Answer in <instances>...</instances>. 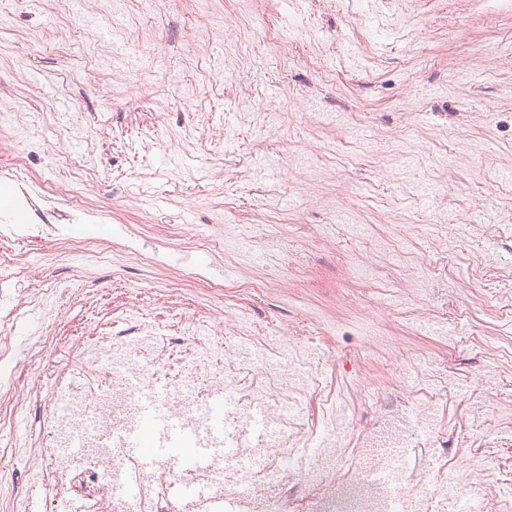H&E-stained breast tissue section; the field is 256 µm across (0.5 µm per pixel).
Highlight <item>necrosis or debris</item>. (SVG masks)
<instances>
[{
  "mask_svg": "<svg viewBox=\"0 0 512 512\" xmlns=\"http://www.w3.org/2000/svg\"><path fill=\"white\" fill-rule=\"evenodd\" d=\"M60 241V260L85 241L53 224H4L0 249L15 242ZM195 335L160 332L136 316L106 331L75 338L76 357L39 394L27 370H11L0 384V424L24 415L32 397L44 398L29 449L31 488L46 512H203L213 501H236L242 512H485L477 496L494 489L497 512H512V471L484 458L472 477L447 471L452 443L436 411L448 384L432 365L416 363L382 397V418L361 433L367 471L353 463L333 410L323 448L298 465V440L315 420L304 400L312 385L305 337L259 334L230 344L195 322ZM169 425L167 459L126 458L119 433L137 432L154 445L149 413ZM209 445L211 466L187 470L179 449ZM439 481L431 490V481Z\"/></svg>",
  "mask_w": 512,
  "mask_h": 512,
  "instance_id": "obj_1",
  "label": "necrosis or debris"
}]
</instances>
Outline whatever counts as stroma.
<instances>
[{
	"instance_id": "obj_1",
	"label": "stroma",
	"mask_w": 512,
	"mask_h": 512,
	"mask_svg": "<svg viewBox=\"0 0 512 512\" xmlns=\"http://www.w3.org/2000/svg\"><path fill=\"white\" fill-rule=\"evenodd\" d=\"M15 0L0 16V104L46 119L28 140L0 133V152L24 157L21 179L32 190L75 186L87 207L104 211L89 225L97 239L121 225L139 232L137 251L108 260L93 251L75 263L56 260L51 243H16L14 266L0 280H20L56 293L55 328L41 310L23 319L13 355L24 359L33 338L59 341L39 367L43 375L64 367L68 337L93 321L120 317L130 308L127 287L139 283L140 308L165 324L168 312L186 318L210 314L215 330L231 319L249 328H288L306 318L319 329L318 350L331 368L318 377L336 403H348V431L371 428L377 393L397 384L412 358L448 357V381L476 385L473 398L448 394L443 422L458 449L452 463L466 471L476 430L487 434L488 453L512 467V435L501 434L496 410L512 404V276L487 267L469 268L486 253L512 266V236L483 235L480 227L512 218V0H210L208 13L189 22L163 14L146 0H128L124 23L141 55L163 67L141 85L122 70L96 66L111 46L100 33L73 38L57 5ZM250 10V39L240 36V13ZM292 35L294 57L283 61L263 46L267 25ZM236 60L233 71L214 65ZM68 76L67 96L48 100L31 73ZM280 114L264 133L241 124L242 110ZM68 113L86 139L73 146L53 113ZM343 117L358 130L342 139L333 125ZM84 157L87 178L74 183L71 157ZM356 224L402 242L405 259L391 264L380 251L360 249L354 258L337 252ZM468 234L454 253L442 255L432 227ZM254 229L255 246L291 236L307 267L321 271L326 288H304L294 299L269 288L255 294L234 287L240 276L224 251L193 248L170 252L163 265L145 264L162 244H178L185 232L222 239L224 228ZM212 279L227 282L216 297L192 274L200 264ZM447 265L445 296L417 294L414 283ZM365 278L388 284L377 310L384 340L366 343L360 306L337 304L329 286L363 290ZM447 310L437 332L412 330L407 311ZM497 340L500 381L483 384V343ZM372 346L370 363L355 360ZM373 396L358 400L355 385Z\"/></svg>"
}]
</instances>
